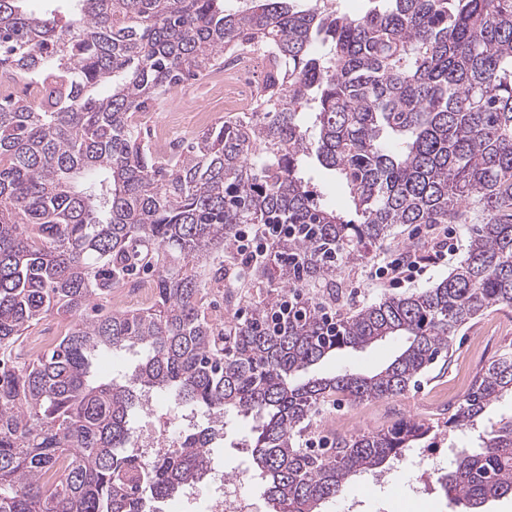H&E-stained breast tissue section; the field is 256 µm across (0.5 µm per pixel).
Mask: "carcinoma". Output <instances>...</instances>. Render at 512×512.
<instances>
[{
  "label": "carcinoma",
  "instance_id": "carcinoma-1",
  "mask_svg": "<svg viewBox=\"0 0 512 512\" xmlns=\"http://www.w3.org/2000/svg\"><path fill=\"white\" fill-rule=\"evenodd\" d=\"M0 0V512H156L210 467L209 428L146 461L127 447L148 392L224 422L258 421L249 448L273 512H323L365 473L424 448L414 419L335 442L298 437L339 399L403 395L492 304L512 307V0H371L350 17L309 0H77L67 25ZM269 47L276 73L251 111L174 154L134 116L235 52ZM111 86L100 95L98 88ZM337 174L352 214L321 202L315 167ZM242 224H283L253 288L321 284L291 310L242 321L206 299L229 279ZM398 224H467L448 277L346 315L338 272ZM154 275V304L106 309ZM71 317L47 353L28 330ZM405 337L373 375L299 376L345 349ZM140 350L130 373L92 378L102 354ZM512 394V356L472 380L448 426L475 429ZM441 494L466 512L512 497V417L457 452Z\"/></svg>",
  "mask_w": 512,
  "mask_h": 512
}]
</instances>
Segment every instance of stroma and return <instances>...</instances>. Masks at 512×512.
Here are the masks:
<instances>
[{
  "instance_id": "stroma-1",
  "label": "stroma",
  "mask_w": 512,
  "mask_h": 512,
  "mask_svg": "<svg viewBox=\"0 0 512 512\" xmlns=\"http://www.w3.org/2000/svg\"><path fill=\"white\" fill-rule=\"evenodd\" d=\"M417 250H430V243L413 237L407 225L394 227L389 240L373 249L369 257L356 266L350 275L351 284L344 297L337 302V309L355 310L376 302L383 294L393 292L388 278L376 274L380 266L386 265L403 246ZM401 339L394 338L360 352H346L318 364L317 374L329 376L339 371L371 373L388 363L399 351ZM512 353V307L490 305L483 314L460 328L452 342L447 360L438 361L419 384L410 388L405 395L379 402H342L340 406H328L319 415L311 428L312 438L324 436V427L335 421L337 415L347 417L350 435L379 430L403 419H426L438 422L436 449L462 448L472 445L475 437L447 426V407L432 406L434 397L452 394L454 400H461L464 389L456 385L458 375L474 377L482 368L500 355ZM254 422L244 417L228 419L224 426V443L214 449L213 457L226 474L232 475L242 467L250 466L248 443L253 436ZM414 480L411 457H404L392 470L386 485L377 486L357 482L348 490L349 496L362 501V512H462L459 507L449 506L439 494L419 497L410 487Z\"/></svg>"
}]
</instances>
